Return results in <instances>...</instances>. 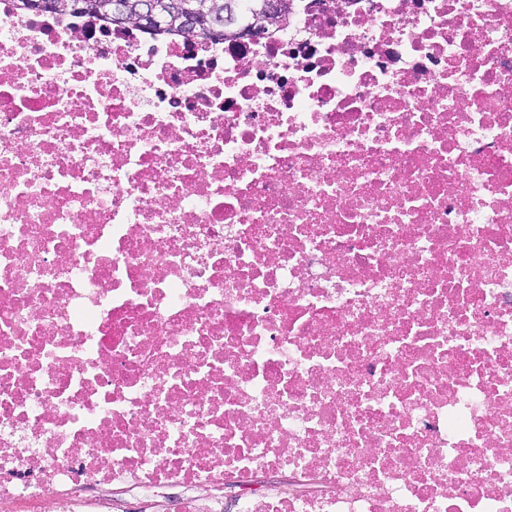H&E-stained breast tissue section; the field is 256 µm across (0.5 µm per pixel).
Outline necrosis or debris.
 Returning <instances> with one entry per match:
<instances>
[{
    "instance_id": "obj_1",
    "label": "necrosis or debris",
    "mask_w": 512,
    "mask_h": 512,
    "mask_svg": "<svg viewBox=\"0 0 512 512\" xmlns=\"http://www.w3.org/2000/svg\"><path fill=\"white\" fill-rule=\"evenodd\" d=\"M125 489L512 512V0H0V512ZM18 1L20 3H22L24 8H27V9L53 10L54 12L69 11L72 13H89V14L96 15L102 19L110 21V23H112V25L113 24L126 25L125 23L118 20L117 16L112 13V10H108L109 7L103 5V2L118 1L119 4L121 5V7H124L126 9H128L129 11H132L135 6V3H136L135 1H137V0H82L85 3L81 5L82 7H84V9L80 12H76V11L70 10V9H68V10L63 9L64 4L66 3L65 1H71V0H18ZM41 2H43L45 4V6H43V7L41 5L39 6V4H41ZM57 5H59L60 7H57ZM70 5L73 7V9H77L79 7V2H78V0H73L70 2ZM121 7L118 4H115L116 13L119 16L124 15V10ZM185 1L186 0H160V2L164 4V21L160 29L152 31L147 30L142 26H136L151 32L161 31L164 28V31L166 32H177L178 35L186 38L185 34L187 29L191 30L208 22V14L203 12L205 11L209 12L211 16H214L215 20L208 26L195 28L192 35L193 38L197 39L207 36L225 38V36H227L234 28L224 25V17L225 22L227 20L226 23H236V21L230 20V17H232V3L227 2L224 9V3L226 1H235V3L239 5V24L243 26L248 23V17L251 12L253 10H258L260 8L261 1L264 0H191L195 2L197 8L192 7L191 2H186L188 6H185L182 10V4ZM279 1L281 2V9L278 16L277 12L279 2L276 0H265L262 2V9L260 11H255V21L253 23H249L244 29V32L254 33L262 31L265 27V23H273L275 20L276 22L269 26H272L271 28H276L286 21L288 18V2L290 0ZM182 11H184L185 23ZM217 13H220L221 16H216ZM264 30H266V28Z\"/></svg>"
}]
</instances>
